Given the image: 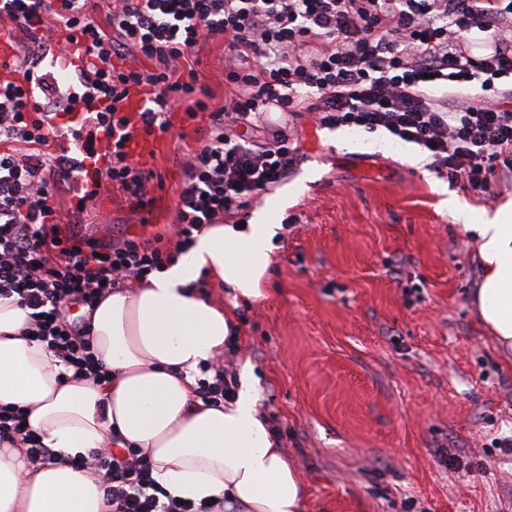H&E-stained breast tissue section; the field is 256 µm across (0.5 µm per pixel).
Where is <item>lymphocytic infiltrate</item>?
I'll list each match as a JSON object with an SVG mask.
<instances>
[{
  "instance_id": "lymphocytic-infiltrate-1",
  "label": "lymphocytic infiltrate",
  "mask_w": 512,
  "mask_h": 512,
  "mask_svg": "<svg viewBox=\"0 0 512 512\" xmlns=\"http://www.w3.org/2000/svg\"><path fill=\"white\" fill-rule=\"evenodd\" d=\"M107 25L89 0H0V32L22 47L15 78L0 81V298L29 309V333L74 377L107 381L90 334L68 305L93 306L125 280H147L173 264L197 235L244 210L294 171L299 148L263 114H311L327 128L387 131L419 146L439 175L480 193L489 173H512V0H104ZM65 34L62 55L89 58L78 82L54 85L31 71L35 30ZM495 31L485 52L472 31ZM224 41V104L210 108L192 57ZM148 60L126 68V57ZM147 108L129 116L132 92ZM205 113L210 137L182 165L175 249L123 237L110 242L63 224L64 188L109 184L137 212L155 201L151 174L131 155L134 132L167 133L164 115L180 101ZM83 142L81 157L59 152L61 135ZM111 139L109 160L95 142ZM25 415L0 405V442L31 462ZM80 466L98 472L112 512H212L172 498L150 461L133 450L94 451Z\"/></svg>"
}]
</instances>
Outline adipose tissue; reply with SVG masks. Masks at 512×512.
Listing matches in <instances>:
<instances>
[{"label":"adipose tissue","instance_id":"adipose-tissue-1","mask_svg":"<svg viewBox=\"0 0 512 512\" xmlns=\"http://www.w3.org/2000/svg\"><path fill=\"white\" fill-rule=\"evenodd\" d=\"M448 205L478 241V321L510 355L512 203L480 220L456 200ZM277 231L262 214L210 225L175 263L86 310L96 356L112 372L106 383L73 379L28 336L27 310L0 298V404L25 409L53 455L34 465L24 450L0 447V512H112L97 472L73 461L116 441L150 461L171 497L217 502L223 512H303L304 487L251 379L218 406L195 393L201 365L235 339L230 312L197 291L198 279L260 297Z\"/></svg>","mask_w":512,"mask_h":512}]
</instances>
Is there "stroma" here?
<instances>
[{"label": "stroma", "instance_id": "35a3bbf8", "mask_svg": "<svg viewBox=\"0 0 512 512\" xmlns=\"http://www.w3.org/2000/svg\"><path fill=\"white\" fill-rule=\"evenodd\" d=\"M212 106L224 100V44L201 51ZM144 157L163 190L148 226L123 197L86 201L79 231L108 239L130 230L178 240L175 211L184 151L207 137L183 109ZM301 162L239 212L249 221L278 196L281 229L262 295L235 299L238 336L219 362L251 369L265 413L306 491L305 512H512V356L471 308L476 242L449 199L474 215L512 201V176L491 175L483 197L423 171L419 147L382 130L317 126L285 117Z\"/></svg>", "mask_w": 512, "mask_h": 512}]
</instances>
